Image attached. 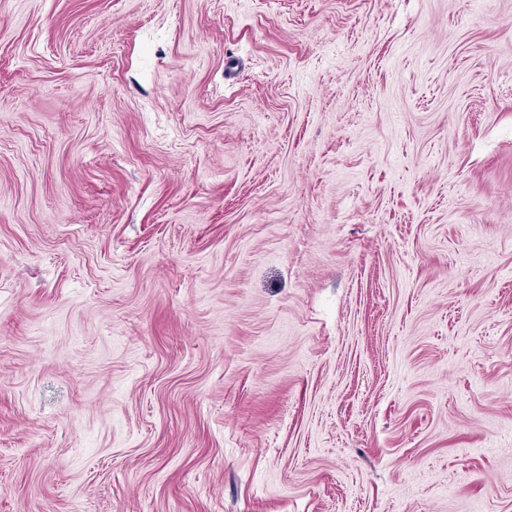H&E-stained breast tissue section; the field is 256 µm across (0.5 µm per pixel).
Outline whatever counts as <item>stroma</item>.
Listing matches in <instances>:
<instances>
[{"instance_id": "1", "label": "stroma", "mask_w": 512, "mask_h": 512, "mask_svg": "<svg viewBox=\"0 0 512 512\" xmlns=\"http://www.w3.org/2000/svg\"><path fill=\"white\" fill-rule=\"evenodd\" d=\"M0 512H512V0H0Z\"/></svg>"}]
</instances>
